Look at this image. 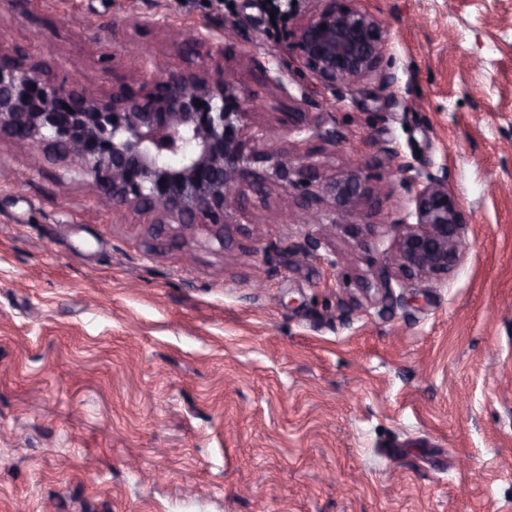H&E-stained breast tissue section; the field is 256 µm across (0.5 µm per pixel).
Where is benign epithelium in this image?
Instances as JSON below:
<instances>
[{
	"mask_svg": "<svg viewBox=\"0 0 512 512\" xmlns=\"http://www.w3.org/2000/svg\"><path fill=\"white\" fill-rule=\"evenodd\" d=\"M355 0H315L296 30L285 32L299 62L320 87L352 90L378 72L387 51L384 26ZM247 91L214 58L200 66L155 74L144 69L138 90L121 86L109 98L57 80L49 65L0 44V137L68 161L91 176L112 207H132L149 223L177 225L182 238L204 229L224 240V226L248 196L262 200L274 185L319 198L329 213L309 209L304 223L343 227L341 218L366 191L356 173L327 178L314 141L327 138L317 117L282 112L279 130L293 138L282 150L274 130L250 131ZM415 210L397 219L399 238L381 270V290L406 287L407 277L441 279L466 253V223L445 175L417 181Z\"/></svg>",
	"mask_w": 512,
	"mask_h": 512,
	"instance_id": "obj_1",
	"label": "benign epithelium"
}]
</instances>
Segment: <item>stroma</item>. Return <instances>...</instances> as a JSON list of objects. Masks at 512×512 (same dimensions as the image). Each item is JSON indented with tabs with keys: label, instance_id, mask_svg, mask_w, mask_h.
I'll return each mask as SVG.
<instances>
[{
	"label": "stroma",
	"instance_id": "stroma-1",
	"mask_svg": "<svg viewBox=\"0 0 512 512\" xmlns=\"http://www.w3.org/2000/svg\"><path fill=\"white\" fill-rule=\"evenodd\" d=\"M356 5L388 51L338 98L283 37L310 0L0 4L1 42L100 94L146 56L186 67L177 40L204 33L254 128L313 113L327 177L359 163L385 185L326 265L299 256L312 228L281 188L226 244L182 240L0 140V512H512V0ZM428 171L470 249L383 300L390 220Z\"/></svg>",
	"mask_w": 512,
	"mask_h": 512
}]
</instances>
